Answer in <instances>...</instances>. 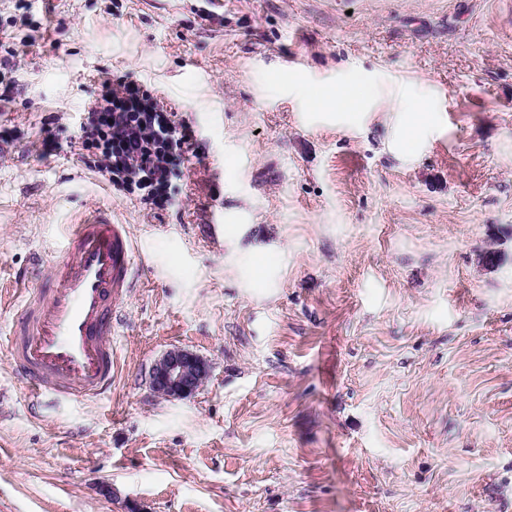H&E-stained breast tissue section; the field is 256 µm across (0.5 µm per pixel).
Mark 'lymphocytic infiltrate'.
Listing matches in <instances>:
<instances>
[{
	"label": "lymphocytic infiltrate",
	"mask_w": 512,
	"mask_h": 512,
	"mask_svg": "<svg viewBox=\"0 0 512 512\" xmlns=\"http://www.w3.org/2000/svg\"><path fill=\"white\" fill-rule=\"evenodd\" d=\"M70 145L114 190L157 211L179 206L175 182L198 152L186 120L175 112L156 111L133 83L90 102Z\"/></svg>",
	"instance_id": "f902f5d3"
}]
</instances>
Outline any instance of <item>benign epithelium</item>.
<instances>
[{
	"instance_id": "7a95c632",
	"label": "benign epithelium",
	"mask_w": 512,
	"mask_h": 512,
	"mask_svg": "<svg viewBox=\"0 0 512 512\" xmlns=\"http://www.w3.org/2000/svg\"><path fill=\"white\" fill-rule=\"evenodd\" d=\"M209 377V365L198 354L173 348L159 358L150 371L152 389L170 399H183L198 392Z\"/></svg>"
}]
</instances>
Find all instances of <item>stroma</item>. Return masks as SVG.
<instances>
[{
  "label": "stroma",
  "instance_id": "stroma-1",
  "mask_svg": "<svg viewBox=\"0 0 512 512\" xmlns=\"http://www.w3.org/2000/svg\"><path fill=\"white\" fill-rule=\"evenodd\" d=\"M106 79L190 125L179 209L67 148ZM4 129L0 280L96 208L144 263L100 399L17 377L0 287V512H512V0H0ZM174 347L210 366L176 400ZM366 101L364 93L353 92L348 88H339L330 95H321L311 100L315 106H325L330 103L336 106V111L359 112ZM431 111L430 104L425 99H413L409 102L408 112L411 113L410 131L404 140V148L408 149L414 143L417 137L423 130L422 123ZM209 365L198 354L173 348L159 358L150 371L152 389L170 399L194 395L209 377Z\"/></svg>",
  "mask_w": 512,
  "mask_h": 512
}]
</instances>
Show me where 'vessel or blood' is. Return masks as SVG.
Wrapping results in <instances>:
<instances>
[{
    "instance_id": "b4317fda",
    "label": "vessel or blood",
    "mask_w": 512,
    "mask_h": 512,
    "mask_svg": "<svg viewBox=\"0 0 512 512\" xmlns=\"http://www.w3.org/2000/svg\"><path fill=\"white\" fill-rule=\"evenodd\" d=\"M142 257L127 225L93 210L67 225L42 287L26 289L13 327L14 362L32 391L102 397L118 369L116 304L136 284Z\"/></svg>"
}]
</instances>
